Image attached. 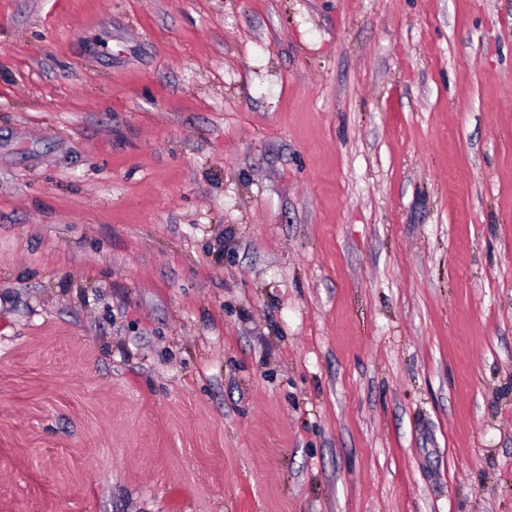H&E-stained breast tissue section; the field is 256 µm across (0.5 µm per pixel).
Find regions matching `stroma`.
I'll return each mask as SVG.
<instances>
[{"label": "stroma", "instance_id": "obj_1", "mask_svg": "<svg viewBox=\"0 0 512 512\" xmlns=\"http://www.w3.org/2000/svg\"><path fill=\"white\" fill-rule=\"evenodd\" d=\"M0 512H512V0H0Z\"/></svg>", "mask_w": 512, "mask_h": 512}]
</instances>
